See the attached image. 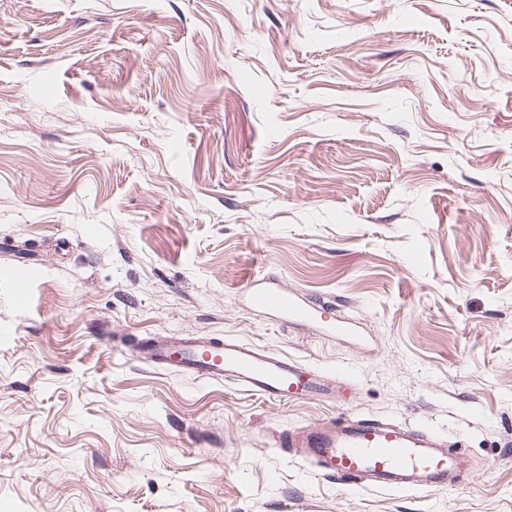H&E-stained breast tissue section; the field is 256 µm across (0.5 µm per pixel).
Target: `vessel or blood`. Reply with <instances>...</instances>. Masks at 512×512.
I'll list each match as a JSON object with an SVG mask.
<instances>
[{"instance_id":"obj_1","label":"vessel or blood","mask_w":512,"mask_h":512,"mask_svg":"<svg viewBox=\"0 0 512 512\" xmlns=\"http://www.w3.org/2000/svg\"><path fill=\"white\" fill-rule=\"evenodd\" d=\"M255 305L283 318L308 323L328 307H305L292 292L247 281ZM148 358L197 378L231 380L245 391L278 402L321 395L349 396L354 379L345 371H326L257 345L234 339L156 336L143 339ZM280 444L292 447L314 466L315 475L342 480L352 488L432 491L463 481L465 471L446 437L428 428L338 415L314 427L287 432Z\"/></svg>"}]
</instances>
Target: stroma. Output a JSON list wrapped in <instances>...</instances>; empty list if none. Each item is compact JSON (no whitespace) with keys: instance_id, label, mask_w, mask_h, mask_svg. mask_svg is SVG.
Listing matches in <instances>:
<instances>
[{"instance_id":"obj_1","label":"stroma","mask_w":512,"mask_h":512,"mask_svg":"<svg viewBox=\"0 0 512 512\" xmlns=\"http://www.w3.org/2000/svg\"><path fill=\"white\" fill-rule=\"evenodd\" d=\"M149 336L357 390L270 401ZM342 413L447 436L468 481L350 489L280 448ZM0 512H512V0H0ZM256 282L257 280L253 278L244 286L245 290L251 294L253 303L287 320L298 323L312 322L318 317L323 320L330 307L324 302L317 307H303L287 288L281 285L273 288H255ZM139 345L158 365L196 378L232 380L245 391L278 402L340 393L346 397L356 387L343 370H322L234 339L154 336Z\"/></svg>"}]
</instances>
